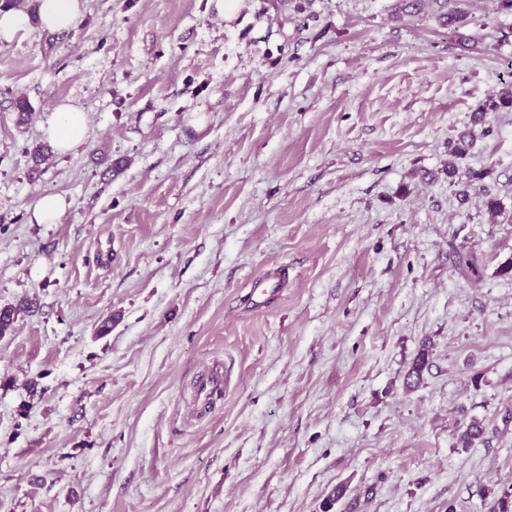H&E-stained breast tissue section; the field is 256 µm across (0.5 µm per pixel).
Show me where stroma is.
Instances as JSON below:
<instances>
[{"label":"stroma","instance_id":"obj_1","mask_svg":"<svg viewBox=\"0 0 512 512\" xmlns=\"http://www.w3.org/2000/svg\"><path fill=\"white\" fill-rule=\"evenodd\" d=\"M207 3L86 0L0 44V512H487L512 489V110L450 146L512 82V12ZM62 103L88 122L65 154ZM46 193L68 207L31 223ZM83 0H35L39 27L50 32L74 29L82 15ZM54 116L45 130L46 138L57 152L68 153L87 137L86 114L75 105L63 103L57 106Z\"/></svg>","mask_w":512,"mask_h":512}]
</instances>
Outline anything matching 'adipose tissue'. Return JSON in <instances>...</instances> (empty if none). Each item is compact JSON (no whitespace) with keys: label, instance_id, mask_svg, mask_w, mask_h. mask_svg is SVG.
<instances>
[{"label":"adipose tissue","instance_id":"adipose-tissue-1","mask_svg":"<svg viewBox=\"0 0 512 512\" xmlns=\"http://www.w3.org/2000/svg\"><path fill=\"white\" fill-rule=\"evenodd\" d=\"M35 14L23 10L0 8V41L11 42L32 25L50 32L74 29L82 15L84 0H35ZM85 112L72 104L57 106L53 121L45 130L47 140L60 153L77 148L87 137Z\"/></svg>","mask_w":512,"mask_h":512}]
</instances>
